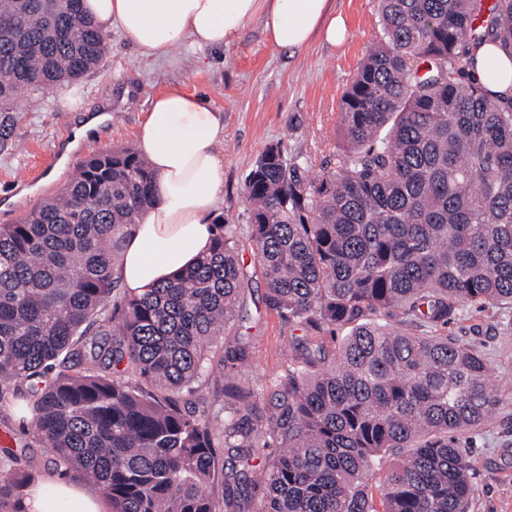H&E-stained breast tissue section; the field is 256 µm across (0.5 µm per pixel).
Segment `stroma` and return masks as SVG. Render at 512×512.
<instances>
[{"mask_svg":"<svg viewBox=\"0 0 512 512\" xmlns=\"http://www.w3.org/2000/svg\"><path fill=\"white\" fill-rule=\"evenodd\" d=\"M348 30L332 46L314 39L298 56L274 49L260 20L251 21L230 49H200L182 43L167 58L152 60L112 35L103 63L75 85L25 91L11 133L0 145V224H16L50 190H61L67 174L87 157L136 144V133L152 100L176 86L206 98L224 120V192L215 209L237 230L238 251L253 276L241 299L242 318L234 331L250 344L251 363L242 380L264 382L287 365L298 329L265 304V283L254 273L248 240L249 205L245 177L269 144H280L292 161L311 173L334 171L342 145L340 102L358 65L378 41V0H332ZM108 111L97 135L60 152L82 116ZM442 335L479 353L501 404L477 428L461 432L460 443L477 474L469 512H512V307H464ZM0 431L9 432L16 468L42 475L55 471L54 456L38 439L18 406L0 403Z\"/></svg>","mask_w":512,"mask_h":512,"instance_id":"1","label":"stroma"}]
</instances>
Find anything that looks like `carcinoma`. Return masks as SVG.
<instances>
[{"instance_id":"cac0c4a2","label":"carcinoma","mask_w":512,"mask_h":512,"mask_svg":"<svg viewBox=\"0 0 512 512\" xmlns=\"http://www.w3.org/2000/svg\"><path fill=\"white\" fill-rule=\"evenodd\" d=\"M480 9L380 0L381 39L343 95L336 170L315 176L271 144L246 176L266 305L304 332L265 384L223 383L250 359L232 335L249 278L224 218L180 277L112 297L123 229L155 202L137 150L84 160L57 196L0 225V400L21 401L56 465L112 512H240L248 486L234 472L217 482L220 444L245 461L278 449L257 472V512H468L476 476L456 435L500 399L480 354L408 326L512 306V99L465 73ZM489 11L512 40V0ZM108 41L82 0H0V128L21 92L95 71ZM72 356L89 367L19 388ZM203 380L221 386L222 433L169 396ZM12 460L0 458V512H22L33 481Z\"/></svg>"}]
</instances>
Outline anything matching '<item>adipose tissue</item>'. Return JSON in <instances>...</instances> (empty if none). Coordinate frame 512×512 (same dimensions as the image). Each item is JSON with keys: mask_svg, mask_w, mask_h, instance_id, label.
I'll use <instances>...</instances> for the list:
<instances>
[{"mask_svg": "<svg viewBox=\"0 0 512 512\" xmlns=\"http://www.w3.org/2000/svg\"><path fill=\"white\" fill-rule=\"evenodd\" d=\"M105 32H117L146 58L159 59L183 42L214 49L236 45L255 19L279 51L301 52L314 35L343 43L347 28L329 0H82ZM471 73L494 94L512 97V60L486 44ZM224 122L202 98L172 87L152 101L137 150L154 172L156 202L126 236L114 272L141 295L178 277L209 253L211 214L224 189L219 149ZM24 512H107L103 500L63 474L37 476Z\"/></svg>", "mask_w": 512, "mask_h": 512, "instance_id": "1", "label": "adipose tissue"}]
</instances>
